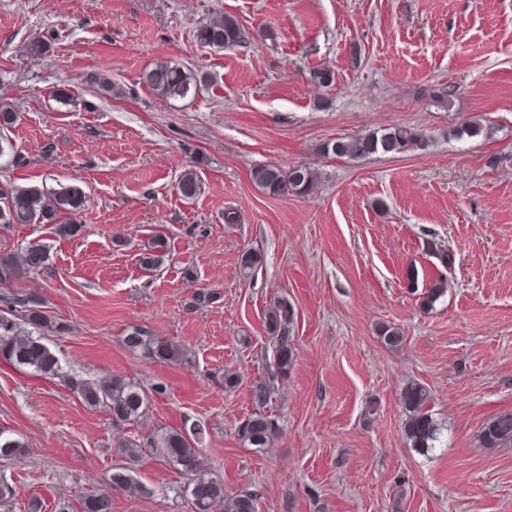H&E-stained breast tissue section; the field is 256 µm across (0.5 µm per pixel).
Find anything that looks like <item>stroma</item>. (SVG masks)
I'll use <instances>...</instances> for the list:
<instances>
[{"label":"stroma","mask_w":512,"mask_h":512,"mask_svg":"<svg viewBox=\"0 0 512 512\" xmlns=\"http://www.w3.org/2000/svg\"><path fill=\"white\" fill-rule=\"evenodd\" d=\"M220 14L245 42L197 41ZM36 37L46 50L32 55ZM160 62L198 72L199 91L155 95L143 73ZM318 69L331 86L314 82ZM0 104L19 116L0 193L76 181L86 195L75 236L0 225V253L34 240L49 253L44 269L0 283V298L42 299L62 326L45 341L68 374L152 391L142 418L116 422L60 379L0 362V429L25 445L0 462L17 491L0 512H82L106 489L112 512H192L187 478L148 440L194 423L205 468L258 512H512V447L477 441L512 413V0H0ZM469 121L482 137L452 136ZM394 126L428 148L324 152ZM265 164L309 166L318 185L269 196L250 179ZM188 169L190 199L177 190ZM158 235L167 253L148 270L139 255ZM245 249L264 257L247 277ZM441 276L446 293L423 310ZM278 299L295 312L281 376L264 319ZM384 324L402 331L400 347L381 340ZM135 327L179 344L182 360L130 352ZM268 377L279 429L259 451L237 427ZM410 382L441 426L425 453L404 436ZM119 468L144 493L113 489Z\"/></svg>","instance_id":"stroma-1"}]
</instances>
